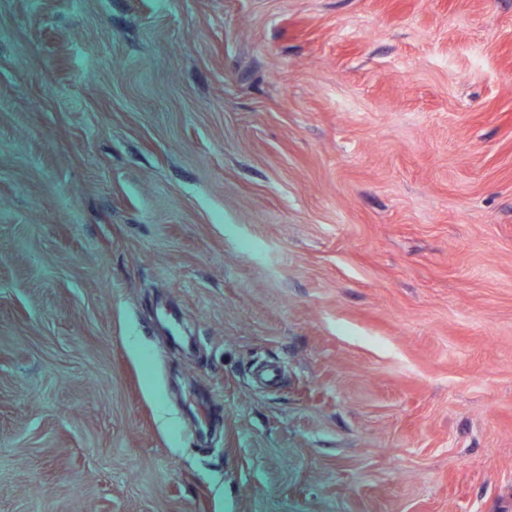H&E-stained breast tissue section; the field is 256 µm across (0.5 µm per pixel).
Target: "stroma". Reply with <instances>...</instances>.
<instances>
[{"label":"stroma","instance_id":"obj_1","mask_svg":"<svg viewBox=\"0 0 512 512\" xmlns=\"http://www.w3.org/2000/svg\"><path fill=\"white\" fill-rule=\"evenodd\" d=\"M0 512H512V0H0Z\"/></svg>","mask_w":512,"mask_h":512}]
</instances>
